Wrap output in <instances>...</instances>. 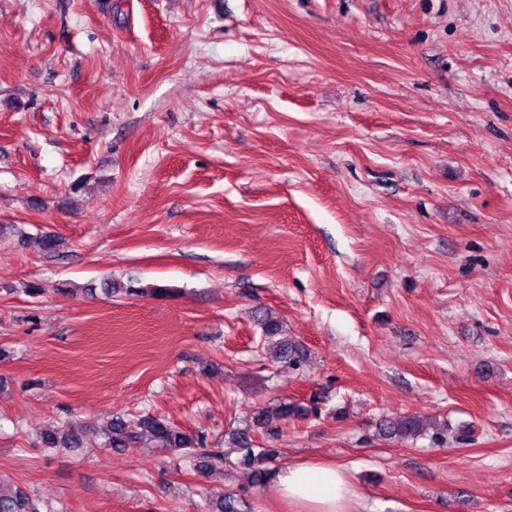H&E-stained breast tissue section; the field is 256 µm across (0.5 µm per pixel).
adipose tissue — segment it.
<instances>
[{
  "mask_svg": "<svg viewBox=\"0 0 512 512\" xmlns=\"http://www.w3.org/2000/svg\"><path fill=\"white\" fill-rule=\"evenodd\" d=\"M273 484L300 512H345L353 496L346 473L330 466L292 465L278 471Z\"/></svg>",
  "mask_w": 512,
  "mask_h": 512,
  "instance_id": "1",
  "label": "adipose tissue"
}]
</instances>
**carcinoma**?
I'll return each instance as SVG.
<instances>
[{"mask_svg": "<svg viewBox=\"0 0 512 512\" xmlns=\"http://www.w3.org/2000/svg\"><path fill=\"white\" fill-rule=\"evenodd\" d=\"M106 291L110 294L147 292L154 297L171 294V289L165 285H154L144 289L124 287L115 282L109 283ZM255 318L262 330L263 340L275 344L273 361L288 367L290 371L299 369L306 358V350L298 341L286 334L282 317L270 309H260L255 313ZM297 415L298 407L292 402L267 403L259 406L253 414L252 425L228 433L225 450L205 448L203 436L183 431L150 412L142 413L133 420L117 416L106 426L102 447L122 452L158 442L166 449L182 452V456L191 459L195 466H243L249 469L253 485L264 486L269 483L276 471L273 463L280 455V451L254 444L250 432L265 429L277 421L286 422ZM378 434L385 440L404 441L423 435V428L411 417H394L380 422ZM40 443L50 449L84 447V442L76 433L59 427L41 432ZM216 507L219 512H251L248 501L235 493L224 494L223 498L217 501ZM0 512H40V505L25 490L5 483L3 476L0 475Z\"/></svg>", "mask_w": 512, "mask_h": 512, "instance_id": "1", "label": "carcinoma"}]
</instances>
